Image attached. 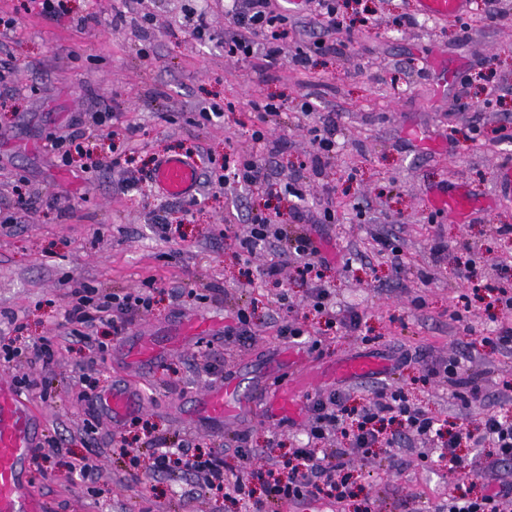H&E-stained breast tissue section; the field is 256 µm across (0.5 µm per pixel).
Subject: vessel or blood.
I'll return each mask as SVG.
<instances>
[{"instance_id":"obj_1","label":"vessel or blood","mask_w":512,"mask_h":512,"mask_svg":"<svg viewBox=\"0 0 512 512\" xmlns=\"http://www.w3.org/2000/svg\"><path fill=\"white\" fill-rule=\"evenodd\" d=\"M424 15L454 18L463 14L466 0H420ZM199 179L195 161L176 155L162 159L154 173L157 191L167 197L186 198ZM381 364L365 357L344 359L335 368L337 376L365 379L380 373ZM98 404L113 422L123 423L140 413L144 398L132 382L113 386L101 393ZM243 405L239 383L227 377L223 383L210 387L201 396V411L206 420L221 424L235 418ZM302 409L300 389L286 383L267 396L264 413L273 420L290 419ZM37 442V417L12 385L0 380V512H43L41 499L26 486L24 474Z\"/></svg>"}]
</instances>
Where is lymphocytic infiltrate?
Returning <instances> with one entry per match:
<instances>
[{"mask_svg":"<svg viewBox=\"0 0 512 512\" xmlns=\"http://www.w3.org/2000/svg\"><path fill=\"white\" fill-rule=\"evenodd\" d=\"M315 2L318 25L325 37L313 42L309 51L304 52L295 50L297 30L289 26L286 15L272 9L271 0H230L224 18L233 29L224 38L225 55L258 56L268 71L287 60L303 66L311 54L336 52V36L343 27L336 0ZM213 186L237 198L270 192L266 162L254 153L225 157L224 172L217 176ZM248 222V234L238 240L245 258L254 257L261 245L273 243L271 257L263 268L264 276L276 282L285 267L294 266L301 278L310 280L312 308L328 327L358 328L359 314L343 316L336 312L331 292L320 274L326 258L310 234L287 233L269 213L253 214ZM153 291L150 282L121 296L103 293L82 282L73 283L67 291L69 303L65 311L71 336L90 341L91 330L99 321L111 324L113 335H123L136 316L150 310ZM13 331L11 337L0 336L1 363L22 356L33 366L45 368L52 364L55 350L49 338L26 341L20 336L21 326H14ZM425 373L431 377L439 374L448 377L454 388L452 396L460 400L462 408H471L480 399L477 379L458 356L433 363L426 367ZM308 411L305 442L285 455L268 457L265 463H257L255 449L240 445L234 450L240 468L230 474L225 470L223 452L196 449L187 442L175 449H154L149 469L156 475L184 473L202 488L224 492L246 512H267L269 506L306 499L343 504L354 496L347 474L350 464L356 460L368 464L380 455L394 459L396 447L406 437L435 445L439 450L438 463L452 472H466V487L449 491L445 512H503L504 504L512 501V484L492 488L490 468H475L460 453L464 445L475 449L487 447L491 450L492 463L512 461L511 417L487 413L477 427L462 424L449 430L437 416L411 402L399 387L376 390L371 401L358 408L348 407L345 393L333 390L315 399ZM333 435L342 437L345 447H326V440Z\"/></svg>","mask_w":512,"mask_h":512,"instance_id":"1","label":"lymphocytic infiltrate"}]
</instances>
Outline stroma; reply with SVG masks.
<instances>
[{"instance_id": "obj_1", "label": "stroma", "mask_w": 512, "mask_h": 512, "mask_svg": "<svg viewBox=\"0 0 512 512\" xmlns=\"http://www.w3.org/2000/svg\"><path fill=\"white\" fill-rule=\"evenodd\" d=\"M27 0H0V13L18 25L0 40L19 72L6 109L0 110V211H13L12 188L25 178L40 202L18 214L0 232V333H10L4 312L22 323L24 338L54 337L58 353L47 368L25 360L0 365V378L46 379L47 398L23 392L39 416V452L51 461L45 473H31L30 486L45 512H241L223 494L193 490L188 477L154 476L148 468L127 471L112 457V446L132 426L114 425L108 414L81 400L84 372L98 392L121 382L137 383L145 396L142 417L169 442L188 440L224 453L240 435L260 454L280 455L305 438L306 418L279 426L261 410L205 426L191 420L197 398L224 376L240 378L247 396L274 391L286 374L278 368L289 340L276 334L281 321L277 299L287 294L292 315L311 336L317 351H304L303 370L315 371L351 354L380 357L389 366L381 376L357 381L324 377L311 396L343 390L354 406L367 403L383 386L403 387L416 404L448 424L459 410L444 377L423 379L422 362L399 364L403 352L419 351L422 361L460 352L465 365L482 377V397L468 417L477 426L483 412L512 411L503 381L512 376V351L490 343L505 320L495 298L512 290V198L498 199L495 173L512 163V140L499 137L512 127V0H500L505 18L483 17V0H470L465 20L420 15L417 0H348L342 6L346 50L312 55L308 65L285 63L260 74L251 58L224 55V0H137L134 17L149 16L142 28L113 29L112 16L124 0H61L55 18L26 10ZM206 9L215 35L189 36V10ZM92 15L89 28L76 25ZM405 16L413 25L402 24ZM150 59H142L141 50ZM309 97L317 106L301 114ZM282 104L271 118L267 146L251 139L257 109L268 99ZM212 105L219 118L202 121ZM109 111L116 124L93 125V113ZM336 117L338 149L322 176L303 163L311 149L308 129ZM89 122L83 146L94 156L125 155L142 182L123 190L119 171L81 172L82 157L60 163L46 148L49 132L75 118ZM263 152L273 196L231 202L224 194L199 188L195 205L159 195L150 180L159 159L193 155L200 175L219 168L228 153ZM295 178L303 198L289 195ZM468 186L481 205L466 219L428 208L432 191ZM336 191L334 223L321 227V250L328 259L323 282L341 311H357L358 329L328 328L310 306L306 282L285 268L286 286L261 274L262 259L245 262L225 225L239 234L247 216L276 214L288 229L313 224L322 186ZM304 221H297V213ZM441 243L448 257L441 268L430 249ZM477 275L463 274L465 258ZM156 283L153 306L125 335L97 326L104 354L70 336L64 320L67 283L81 280L110 292H129L143 280ZM189 289L174 300L173 287ZM254 303L257 334L242 343L223 333L206 339L172 340L142 367L126 359L137 336L163 334L179 321L210 316L233 324L238 307ZM466 311L456 321L455 311ZM65 452L54 455V443ZM432 447L403 440L394 466L353 462L357 495L346 512L371 504L374 512H434L459 474L430 468L420 454ZM90 456L98 474L88 481L72 473L75 458Z\"/></svg>"}]
</instances>
